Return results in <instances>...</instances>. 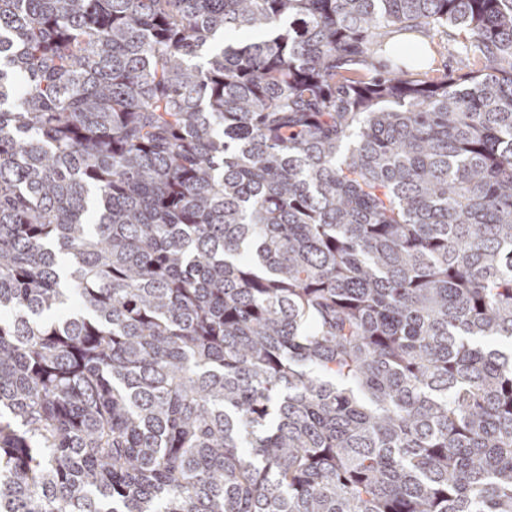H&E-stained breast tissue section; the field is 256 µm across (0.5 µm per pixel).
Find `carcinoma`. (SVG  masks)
Returning <instances> with one entry per match:
<instances>
[{
	"instance_id": "1",
	"label": "carcinoma",
	"mask_w": 512,
	"mask_h": 512,
	"mask_svg": "<svg viewBox=\"0 0 512 512\" xmlns=\"http://www.w3.org/2000/svg\"><path fill=\"white\" fill-rule=\"evenodd\" d=\"M0 512H512V0H0ZM427 49L429 50L430 55L434 59V67L442 69V65L448 64V74H461L468 71L465 67L467 61L465 59V55L462 53L459 45L448 38L444 37H435L433 44H427ZM431 46V47H430Z\"/></svg>"
}]
</instances>
